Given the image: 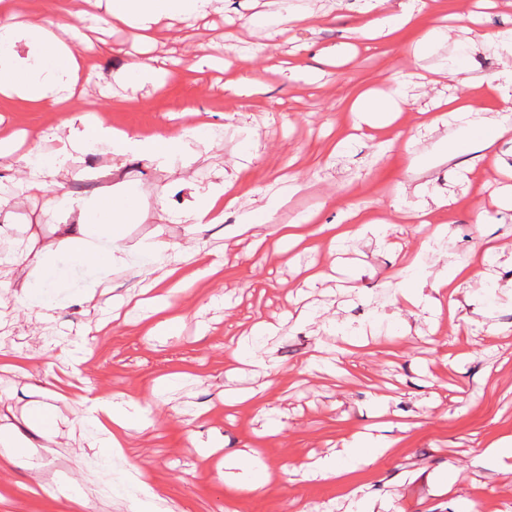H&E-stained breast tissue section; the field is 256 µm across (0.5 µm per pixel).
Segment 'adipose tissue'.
<instances>
[{"label": "adipose tissue", "mask_w": 512, "mask_h": 512, "mask_svg": "<svg viewBox=\"0 0 512 512\" xmlns=\"http://www.w3.org/2000/svg\"><path fill=\"white\" fill-rule=\"evenodd\" d=\"M416 0H369V19L360 27L362 37L374 39L389 36L396 29L413 23L416 19ZM56 9L72 17H82L88 8L96 7L104 12V20L114 26L132 27L150 36L164 20H177L184 16L203 18L217 12L218 0H55ZM93 41L86 36L78 43L61 40L36 14L26 21L17 19V0H0V94L10 95L40 105L70 107L79 71L89 53L94 52ZM490 96L487 107L472 105L466 99H450L443 111L424 117L425 128L431 129L446 118H453L457 136L449 140V153H456L461 141L483 127L485 112L497 113L494 125L496 135L512 132V100L495 99V87H488ZM404 102L399 91L378 94L364 92L353 104L355 116L353 128L359 138H372L380 128L393 125ZM201 128H193L180 135H155L141 137L103 123L72 124L66 144L52 156L45 155L40 144H32L22 155L21 161L34 176L28 189L43 191L58 187V178L74 154L90 150H108L115 154L134 152L153 160L163 161L185 152L190 141L201 140ZM233 180L197 186L193 199L181 212L180 217L188 224H215L224 217L225 209L236 202L231 190ZM82 218L78 224L60 225L57 247H48L38 253L17 251L12 263L24 269L22 279L12 281L11 286L22 303H38L43 321H51L54 302L42 300L45 289L60 275L57 264L58 252H66L75 265H84L89 259H98L82 289L76 293L78 303L94 301L97 288L112 273L113 267L132 269L149 287L167 292H184L191 288L192 277L184 273L183 254L176 249L154 243L127 247L121 244L114 232L117 224L127 222L132 207H118L111 190L101 191L96 198L77 203ZM479 260L474 265H454L447 276L434 281L429 296H420L414 289H400L396 302L404 307L426 306L430 310L441 309L443 304L459 308L458 296L466 285L487 279V258L498 252L496 242L479 238ZM66 390L84 412L79 421L88 447L106 449L113 457L125 454L130 430L148 427L149 419L144 407L135 401L116 402L106 398H89L84 387L67 383ZM33 430L37 436L52 440L59 432L58 417L54 407L44 401H33L29 416L23 425L0 424V459L14 464L20 461L19 450L24 447V429ZM396 442L392 439L376 440L371 433L360 432L346 450L344 458L324 456L307 463L310 476L345 483L351 468L370 464L372 459L391 453ZM113 484L121 488L128 498L133 512H155L160 499L149 481V475L140 467L119 472Z\"/></svg>", "instance_id": "1"}]
</instances>
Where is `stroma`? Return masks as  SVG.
I'll return each instance as SVG.
<instances>
[{
	"mask_svg": "<svg viewBox=\"0 0 512 512\" xmlns=\"http://www.w3.org/2000/svg\"><path fill=\"white\" fill-rule=\"evenodd\" d=\"M281 2L310 19L278 36L277 56L320 68L318 81L270 71L265 30L244 25L264 10L263 0H224L218 14L158 29L150 55L177 62L172 78L159 87L116 83L138 32H101L99 50L87 61L98 81L74 99V113L92 109L100 121L142 136L208 125L197 160L178 155L160 164L91 151L73 165L63 188L37 193L27 190L28 172L17 154L0 155V271L9 279L23 275L10 265L14 252L55 243L57 225L77 222L75 212L58 209L60 199L86 200L107 185L116 202L131 201L135 210L120 228L125 245L163 241L224 256L220 279H200L189 293L168 298L165 315L178 323V334L157 335L147 320L117 326L91 345L77 369L66 358L46 355V348L58 333L77 335L109 316L113 302L137 294L133 271L114 268L87 308L69 301L79 282L59 281L52 290L58 303L52 324L22 306L12 289L0 288V393L6 396L0 414L22 424L35 388L63 386L76 374L89 397L142 402L151 400L162 377L179 374L182 385L167 393L166 404L153 407L152 427L131 431L125 450L126 464L147 468L170 512H362L373 499L384 501L386 512H464L468 499L479 512H512V472L478 455L486 442L512 435V208L495 204L512 189V134L498 139L494 157L480 162L476 143L448 154L445 143L455 123L431 133L416 130L421 110L472 96L471 85L458 82L461 74L496 85L498 96L512 99V82L502 77L512 61L496 41L497 34L512 31V6L497 0L477 15L474 0H434L436 10L426 20L446 36L418 55L415 28H401L390 42L356 36L365 0ZM35 13L62 24L68 40L96 25L88 16L58 13L53 0H19L21 17ZM198 43L210 44L214 71H191ZM224 65L228 73L262 74L263 86L226 91ZM436 72L441 78L435 83ZM396 87L408 105L394 127L371 140H349L355 98L370 88L385 93ZM3 132L39 140L50 154L69 136L60 113L0 96ZM219 171L238 177L236 207L217 224L179 221L191 185L214 182ZM472 179L482 185L481 196L472 195ZM283 188L288 197L273 223L236 233L244 213L259 211L265 196ZM448 191L456 202L436 216L448 227L439 237L377 207L387 197L411 205ZM52 206L58 213L50 223L44 213ZM358 208L374 222L353 238L334 244L313 233L304 244L267 257L280 225L309 214L318 226H347ZM480 209L489 219L478 226L473 213ZM257 234L265 238L259 249L252 246ZM480 235L502 247L489 266L496 287L464 289L452 319L395 304L404 253L420 248L408 286L426 295L448 262L473 261ZM308 265L328 276L296 292ZM258 315L277 327L276 334L248 343L267 373L248 365L226 377L231 337ZM326 318L334 320L335 333L369 341L346 355L336 372L308 362L335 342V333L322 326ZM452 320L459 325L454 335L448 330ZM261 384L262 406L225 407V394ZM381 399L388 413L378 420ZM54 405L58 435L32 449L28 467L0 466V512H72L54 492L62 476L87 496L89 512H128L127 499L104 491L92 472L96 460L75 425L80 406L63 399ZM373 425L379 435L399 438L396 452L352 470L347 487L304 477L301 467L311 457L340 454L355 433ZM193 436L241 457L242 476L267 472L269 482L242 496L218 474L214 460L196 454Z\"/></svg>",
	"mask_w": 512,
	"mask_h": 512,
	"instance_id": "35a3bbf8",
	"label": "stroma"
}]
</instances>
